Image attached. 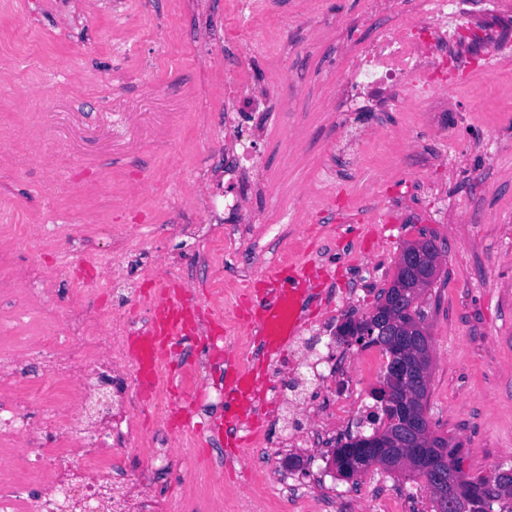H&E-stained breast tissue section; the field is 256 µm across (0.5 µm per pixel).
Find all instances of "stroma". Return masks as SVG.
<instances>
[{"mask_svg": "<svg viewBox=\"0 0 512 512\" xmlns=\"http://www.w3.org/2000/svg\"><path fill=\"white\" fill-rule=\"evenodd\" d=\"M130 3L122 17L114 0H0V224L69 225L66 239L28 235L11 247L55 274L56 313L70 308L72 287L106 322L128 291L153 297L164 269L151 257L189 249L181 226L197 222L200 196L222 190L237 159L225 113L247 110L264 91L265 109L245 130L257 161L253 242L193 283L167 276L202 310L211 289L225 290L209 336L189 337L182 354L202 357L211 337L251 352L246 291L273 263L305 265L315 291L305 335L338 354L336 328L373 310L406 244L433 237L442 254L425 305L431 428L461 444L466 475L512 464V56L492 52L512 43V13L474 0L469 32L448 44L442 109L403 102L375 112L363 100L344 122L337 82L354 49L398 25L396 13L368 15L367 0H269L260 17L238 15L228 0ZM239 25L252 32L245 55L224 49L225 32ZM411 129L422 131L420 143L407 139ZM90 222L100 240L117 226L141 248L122 282L105 289V269L78 255ZM307 357L299 343L277 359L300 385L279 401L261 398V427L225 463V487L263 481L279 512H292L283 499L290 476L314 512H432L421 480L401 471H363L379 483L363 494L345 479L330 484L319 448L286 474L283 456L298 449L276 447L315 385ZM169 399L190 407L183 392ZM190 409L203 472L225 455L208 437L224 407Z\"/></svg>", "mask_w": 512, "mask_h": 512, "instance_id": "1", "label": "stroma"}]
</instances>
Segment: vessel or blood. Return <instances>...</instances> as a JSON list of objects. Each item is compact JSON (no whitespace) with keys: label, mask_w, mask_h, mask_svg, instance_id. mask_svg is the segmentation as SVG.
<instances>
[{"label":"vessel or blood","mask_w":512,"mask_h":512,"mask_svg":"<svg viewBox=\"0 0 512 512\" xmlns=\"http://www.w3.org/2000/svg\"><path fill=\"white\" fill-rule=\"evenodd\" d=\"M262 289L250 294L249 313L257 331L256 353L266 359L277 358L294 337L302 322L310 296L308 280L301 266L277 264L261 274ZM193 302L181 291L160 293L153 318L134 337L132 356L148 378H155L169 347L186 335L188 321L194 315ZM257 379L250 366L240 362L224 364V420L216 424V433L224 434L234 448H242L245 437L238 427L256 412Z\"/></svg>","instance_id":"b4317fda"}]
</instances>
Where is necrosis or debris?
<instances>
[{"label":"necrosis or debris","mask_w":512,"mask_h":512,"mask_svg":"<svg viewBox=\"0 0 512 512\" xmlns=\"http://www.w3.org/2000/svg\"><path fill=\"white\" fill-rule=\"evenodd\" d=\"M391 7L401 15L397 33L359 49L339 82L340 108L355 111L360 98L401 95L424 104L443 88L433 78L451 37L473 21L468 0H368L376 13ZM24 275L39 298L0 275V512H163L142 459L167 463L187 452L184 436L160 442L142 425L149 413L166 415V379L158 377L151 400L140 395L137 367L126 337L149 315L103 324L78 301L64 320L52 315L54 280L36 261ZM379 346L348 349L328 371L310 360L318 385L333 395L322 413L296 419L304 447L323 445L330 421L348 417L367 427L377 406L368 404L382 378ZM112 393L101 418L88 423L90 391Z\"/></svg>","instance_id":"obj_1"}]
</instances>
